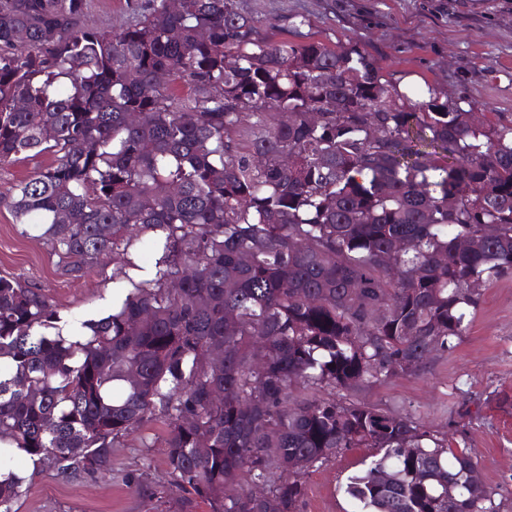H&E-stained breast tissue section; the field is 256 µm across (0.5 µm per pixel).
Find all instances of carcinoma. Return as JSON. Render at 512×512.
<instances>
[{
	"label": "carcinoma",
	"instance_id": "obj_1",
	"mask_svg": "<svg viewBox=\"0 0 512 512\" xmlns=\"http://www.w3.org/2000/svg\"><path fill=\"white\" fill-rule=\"evenodd\" d=\"M95 2L0 0V167L52 156L6 205L68 276L137 246L155 274L75 341L0 276V512L18 455L92 477L154 420L174 512H300L350 448L375 450L356 512H498L467 449L336 393L422 375L512 277V114L409 105L358 47L233 0H131L118 33Z\"/></svg>",
	"mask_w": 512,
	"mask_h": 512
}]
</instances>
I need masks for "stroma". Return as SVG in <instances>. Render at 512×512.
I'll return each instance as SVG.
<instances>
[{
    "instance_id": "obj_1",
    "label": "stroma",
    "mask_w": 512,
    "mask_h": 512,
    "mask_svg": "<svg viewBox=\"0 0 512 512\" xmlns=\"http://www.w3.org/2000/svg\"><path fill=\"white\" fill-rule=\"evenodd\" d=\"M273 39L305 36L351 44L371 55L393 84L414 78L476 111L512 113V0H235ZM307 17L297 26L298 17ZM0 275L44 289L67 320L111 312L128 283L120 263L103 257L88 275H63L50 247L22 235L0 204ZM478 310L448 353L434 355L420 377H398L355 392L356 400L396 415L468 449L480 478L494 490L499 512H512V279L480 287ZM473 418L460 422L462 406ZM162 423H146L112 451L110 471L70 477L34 474L17 512H169V476ZM369 449L353 448L310 468L301 512H354L349 476ZM140 475L152 496L135 492L126 476Z\"/></svg>"
}]
</instances>
